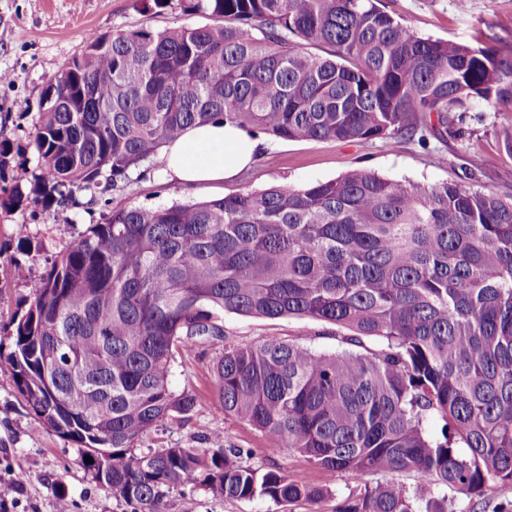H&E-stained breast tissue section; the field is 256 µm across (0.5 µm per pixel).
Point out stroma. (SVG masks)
I'll use <instances>...</instances> for the list:
<instances>
[{
    "mask_svg": "<svg viewBox=\"0 0 512 512\" xmlns=\"http://www.w3.org/2000/svg\"><path fill=\"white\" fill-rule=\"evenodd\" d=\"M384 9L418 36L434 40L476 42L486 28L512 43V0H381ZM202 13L173 6L143 10L137 0H0V198L18 184L29 185L40 173L33 132L40 119L44 89L85 45L76 36L83 27L99 35L146 28L163 30L208 24ZM482 101L467 105L446 142L420 146L408 139L350 141L284 140L264 136L265 147L253 167L238 179L215 190H190L165 179L160 157L150 161L151 173L124 189L79 194L78 204L44 209L29 204L0 209V355L12 350V321L21 316L34 285L50 269L54 257L77 240L88 227L102 223L112 210L157 207L175 202L218 199L277 185L297 187L327 181L364 169L394 180L435 184L455 181L503 198L512 196V158L498 142L495 129L502 122ZM27 225L34 249L20 246L15 225ZM25 275L11 276L13 266ZM341 330L309 318L269 320L228 313L224 343L204 346L179 360L170 375L175 392L196 397L192 411L176 414L149 429L138 440L141 448L175 445L207 447L214 432L225 445L251 449L247 462L285 473L292 481L329 486L331 492L315 500L302 499L279 506L267 499L227 500L189 484L167 490L163 512H334L338 498L355 491L351 473L320 474L299 452L289 448L270 452L260 431L248 422L225 414L212 366L224 346H245L278 338L302 340L314 349L335 351ZM67 495L74 512H131L130 507L100 485L81 461L76 446L48 432L19 394L7 364H0V512H57L59 495Z\"/></svg>",
    "mask_w": 512,
    "mask_h": 512,
    "instance_id": "35a3bbf8",
    "label": "stroma"
}]
</instances>
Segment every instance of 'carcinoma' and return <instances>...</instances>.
Listing matches in <instances>:
<instances>
[{
	"label": "carcinoma",
	"mask_w": 512,
	"mask_h": 512,
	"mask_svg": "<svg viewBox=\"0 0 512 512\" xmlns=\"http://www.w3.org/2000/svg\"><path fill=\"white\" fill-rule=\"evenodd\" d=\"M215 24L86 39L51 79L34 129L43 174L0 208L76 205L123 188L192 125L218 119L287 140L447 139L479 99L512 114V43L424 39L379 0H180ZM331 48L323 57L311 46ZM497 138L512 158V120ZM300 316L350 332L315 351L270 339L226 347L224 412L357 491L336 512H449L512 486V199L453 181L353 170L294 188L114 209L60 252L15 322L8 365L42 427L134 512L165 489L226 499H316L241 461L244 449L142 451L150 428L195 405L174 362L224 343V313ZM374 337L379 348L350 349ZM441 423L434 435L424 421ZM412 474L407 487L377 478Z\"/></svg>",
	"instance_id": "obj_1"
}]
</instances>
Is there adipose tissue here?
Masks as SVG:
<instances>
[{"mask_svg":"<svg viewBox=\"0 0 512 512\" xmlns=\"http://www.w3.org/2000/svg\"><path fill=\"white\" fill-rule=\"evenodd\" d=\"M259 150L252 132L218 120L187 128L166 145L161 161L170 180L213 189L250 167Z\"/></svg>","mask_w":512,"mask_h":512,"instance_id":"ef3b65f1","label":"adipose tissue"}]
</instances>
